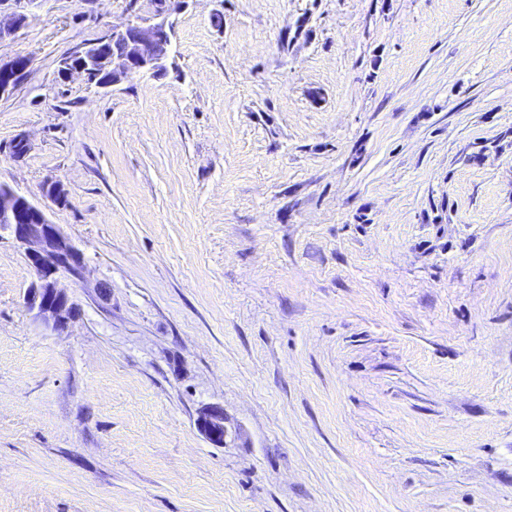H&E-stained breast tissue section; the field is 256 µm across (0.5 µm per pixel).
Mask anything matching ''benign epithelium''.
<instances>
[{"mask_svg":"<svg viewBox=\"0 0 512 512\" xmlns=\"http://www.w3.org/2000/svg\"><path fill=\"white\" fill-rule=\"evenodd\" d=\"M35 0H0V41L10 37L28 19L29 6ZM186 0H162L155 21L133 22L112 28L110 37L127 43V53L112 58L108 78L100 88L120 84L135 73L157 72L165 67L166 51L174 35L171 17L181 11ZM105 39L76 48L70 53L80 63L62 70L61 78L87 74L89 66L98 62ZM26 68L12 59L0 61V97L10 93ZM10 229L15 240L26 246V257L37 274V280L27 289L26 303L54 329L63 328L70 319L71 306L66 293L58 287L56 274L65 270L74 277L82 275L81 257L58 227L48 220L44 210L17 195L7 186L0 187V228ZM198 430L211 443L224 444L226 430L224 411L211 407L200 413Z\"/></svg>","mask_w":512,"mask_h":512,"instance_id":"7a95c632","label":"benign epithelium"}]
</instances>
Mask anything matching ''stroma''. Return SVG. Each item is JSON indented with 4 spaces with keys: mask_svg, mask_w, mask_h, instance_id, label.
I'll return each instance as SVG.
<instances>
[{
    "mask_svg": "<svg viewBox=\"0 0 512 512\" xmlns=\"http://www.w3.org/2000/svg\"><path fill=\"white\" fill-rule=\"evenodd\" d=\"M155 13L0 41V184L83 261L51 329L0 230V512H512V0H187L164 70L59 79ZM26 69L27 66L23 67L17 64L16 59L7 62L0 61V97L9 94L16 87ZM198 430L211 443L223 445L226 430L224 427V411L217 407H211L200 413L196 422Z\"/></svg>",
    "mask_w": 512,
    "mask_h": 512,
    "instance_id": "obj_1",
    "label": "stroma"
}]
</instances>
